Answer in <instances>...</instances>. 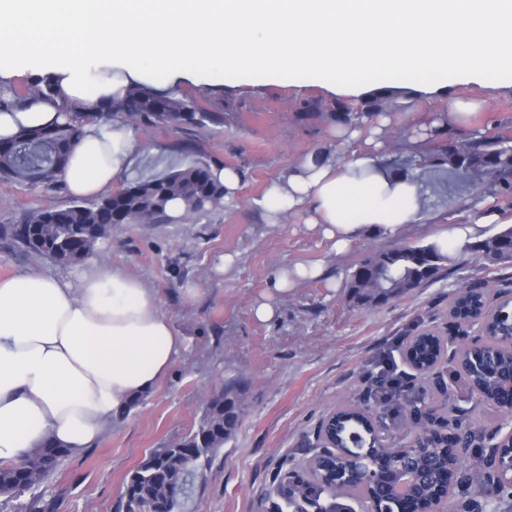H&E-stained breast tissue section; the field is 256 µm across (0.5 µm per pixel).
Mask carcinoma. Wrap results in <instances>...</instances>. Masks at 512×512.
<instances>
[{
  "instance_id": "carcinoma-1",
  "label": "carcinoma",
  "mask_w": 512,
  "mask_h": 512,
  "mask_svg": "<svg viewBox=\"0 0 512 512\" xmlns=\"http://www.w3.org/2000/svg\"><path fill=\"white\" fill-rule=\"evenodd\" d=\"M397 93L392 87H381L358 104L336 101L328 116L336 122H351L368 118L384 109L386 102ZM59 95L57 84L47 78L16 85L0 82V112H16L27 104L52 100ZM64 122L52 127L22 128L7 139H0V180L27 186L44 193L64 190V172L83 122L89 119L113 118L156 128L179 125L206 127L221 124L223 114L208 112L189 96L171 97L151 89L130 85L124 93L112 98L100 112L91 113L81 101H68L62 107ZM502 135L488 137L472 130L461 138L458 129L448 123L433 130L428 138L425 168L434 178L444 180L458 174L475 181L474 204L480 205L487 195L496 202H512V150L501 147ZM173 200L183 202L182 219H199L218 209L224 201V184L214 174V168L202 161L172 168L164 173L139 178L99 197L92 203L73 198L65 205H47L22 213L18 223L0 227V238L11 248L39 254L51 261L75 266L81 264L96 247L110 240L115 212L120 211L128 224H167L173 221L168 205ZM466 249L497 261H512V226L483 240L466 245ZM451 257L439 242L405 245L367 252L351 266L346 276L348 298L354 305L376 308L387 304L436 280L446 270ZM482 302V294L472 286L459 289L449 314L461 319V310ZM406 351L421 369L433 368L440 356L439 338L425 331L411 337ZM479 352L486 357L484 372L472 377L467 364L471 350L464 347L458 354V367L467 375L469 385L477 386L483 396L492 401H504L497 375L512 372V348L488 342ZM247 387L240 379L230 380L216 391L205 404L203 415L189 435L163 448L153 449L137 466L124 488L125 512H137L159 502L170 505L169 512L180 509L186 494L187 477L210 463L212 458L236 433L245 412ZM337 444L350 451L369 452L374 462L388 471L403 464L399 448L381 446L367 448V435L351 422H339ZM432 454L418 461L425 467L436 465L437 472L460 464L469 483L479 481L475 460L480 455L461 462L448 451L443 439L432 442ZM67 458V454L51 445L36 448L25 457L23 467L15 463L0 465V493L17 498L33 489L29 478L44 482ZM325 487L313 482L297 481L280 485L278 494L286 500L309 497ZM434 495L432 484L416 489L403 509L426 507Z\"/></svg>"
}]
</instances>
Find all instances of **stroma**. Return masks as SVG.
I'll return each mask as SVG.
<instances>
[{
  "instance_id": "obj_1",
  "label": "stroma",
  "mask_w": 512,
  "mask_h": 512,
  "mask_svg": "<svg viewBox=\"0 0 512 512\" xmlns=\"http://www.w3.org/2000/svg\"><path fill=\"white\" fill-rule=\"evenodd\" d=\"M124 66L138 71L140 84L155 92L190 93L208 111L224 115L222 125L203 129L133 125L136 154L127 180L203 161L237 171L240 185L223 208L199 222L113 228L96 260L153 289L161 311L183 336L184 349L154 390L113 421L93 448L67 458L36 493L0 501V512H28L36 495L47 512H125L129 474L152 449L196 429L207 395L231 379L248 385L242 422L212 464L190 480L181 512H275L278 484L302 474L323 418L351 401L375 413L389 446L403 447L408 433L421 429L417 410L424 406L441 432H468L484 445L505 419L476 401L452 357L444 356L433 374L421 375L396 344L418 328L444 336L452 332L448 303L459 286H481L488 303L496 304L499 293L512 292V262L458 249L443 276L383 307L356 308L346 297V275L366 251L438 241L461 224L484 237L500 232V225L480 220L472 209L468 181L452 177L437 186L400 234L365 231L345 250H336L320 227L304 223L302 216L287 214L272 224L262 206L270 190L307 157L323 153L341 164L364 147V140L337 137L336 122L324 115L308 118L303 110L309 100L323 112L331 108L337 99L328 89L333 73L227 71L218 63L201 70L186 54L173 56L163 70L141 57ZM440 81L443 90L426 95L414 93L411 76H366L368 89L400 91L392 109L369 120L379 130L385 163L407 161L421 126L447 113L456 97L484 102L469 129L512 134V74L487 82L444 75ZM69 199L65 192L46 195L0 182V225L16 223L24 209ZM297 266L322 273L276 292L278 272ZM28 271L71 278L79 273L0 242V277ZM263 303L272 305L271 319L257 317ZM388 352L402 375L395 416L372 393L379 359Z\"/></svg>"
}]
</instances>
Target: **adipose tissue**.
<instances>
[{
  "instance_id": "adipose-tissue-1",
  "label": "adipose tissue",
  "mask_w": 512,
  "mask_h": 512,
  "mask_svg": "<svg viewBox=\"0 0 512 512\" xmlns=\"http://www.w3.org/2000/svg\"><path fill=\"white\" fill-rule=\"evenodd\" d=\"M0 48L51 60L60 99L0 113V138L19 126L63 122L61 101L99 104L137 80L98 61L145 56L165 68L187 53L201 66L288 73L326 70L333 90L359 95L374 71L480 81L512 71V0H0ZM348 161L305 159L264 200L270 217L304 214L342 250L365 228L396 234L418 210L415 185L380 164L381 144ZM132 131L85 124L65 169L76 198L94 197L132 167ZM184 347L155 292L138 278L91 264L77 278H0V461L45 440L75 456L151 392Z\"/></svg>"
}]
</instances>
